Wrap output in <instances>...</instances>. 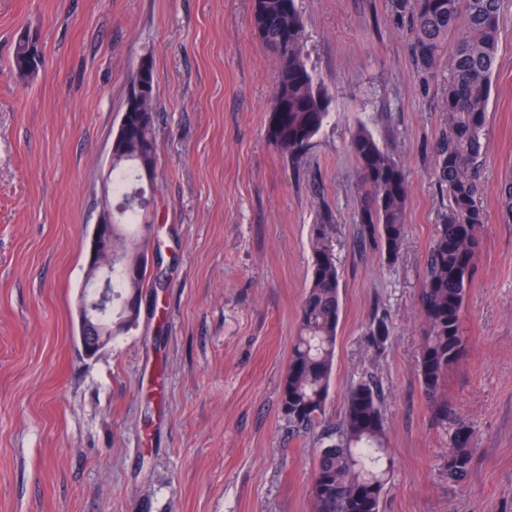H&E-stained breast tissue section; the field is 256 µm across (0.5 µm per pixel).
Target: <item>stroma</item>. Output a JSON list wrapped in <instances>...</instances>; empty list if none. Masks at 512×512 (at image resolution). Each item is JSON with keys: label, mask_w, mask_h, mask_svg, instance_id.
Segmentation results:
<instances>
[{"label": "stroma", "mask_w": 512, "mask_h": 512, "mask_svg": "<svg viewBox=\"0 0 512 512\" xmlns=\"http://www.w3.org/2000/svg\"><path fill=\"white\" fill-rule=\"evenodd\" d=\"M304 58L329 117L297 155L268 138L274 56L253 0H0V512H311L325 430L351 387L374 381L394 471L380 512H512V0H502L485 154L486 214L449 371L448 417L470 425L468 479L445 475L450 433L419 378L418 297L448 209L437 143L442 77L423 78L391 0H296ZM43 64L19 76L17 34ZM159 77L152 271L139 321L94 357L76 299L130 75ZM368 129L402 166L397 259L360 245L357 161ZM330 249L342 313L322 425L288 428L280 396L310 282L313 228ZM393 330L375 343L370 323Z\"/></svg>", "instance_id": "obj_1"}]
</instances>
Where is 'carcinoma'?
I'll list each match as a JSON object with an SVG mask.
<instances>
[{
	"label": "carcinoma",
	"instance_id": "obj_1",
	"mask_svg": "<svg viewBox=\"0 0 512 512\" xmlns=\"http://www.w3.org/2000/svg\"><path fill=\"white\" fill-rule=\"evenodd\" d=\"M408 12L410 50L417 67L433 76L448 65L444 82L448 132L436 145L437 178L448 192L444 223L429 248L420 293L425 329L419 372L437 422L448 427V372L463 355L462 313L469 294L486 215L479 205L482 184L475 167L485 144L490 78L497 58L501 0H394ZM251 31L274 54L278 79L268 134L281 150L295 154L318 134L328 117L327 93L303 57V21L295 0H254ZM157 90L127 101L112 150V194L128 193L126 179L153 174L156 163L154 112ZM350 150L358 162V223L361 241H380L397 258L405 233L409 191L404 170L372 134L359 129ZM501 213L512 219V176L499 192ZM141 211L125 212L112 225V293L142 297L148 288L147 237ZM331 221L312 237L310 284L301 305L300 328L281 390V409L296 433L312 429L325 411L342 311L340 276L329 246ZM319 449L310 490L312 512H380L393 469L381 400L372 381L348 393L344 415ZM476 448L473 432L455 423L448 448V482L470 474Z\"/></svg>",
	"mask_w": 512,
	"mask_h": 512
}]
</instances>
